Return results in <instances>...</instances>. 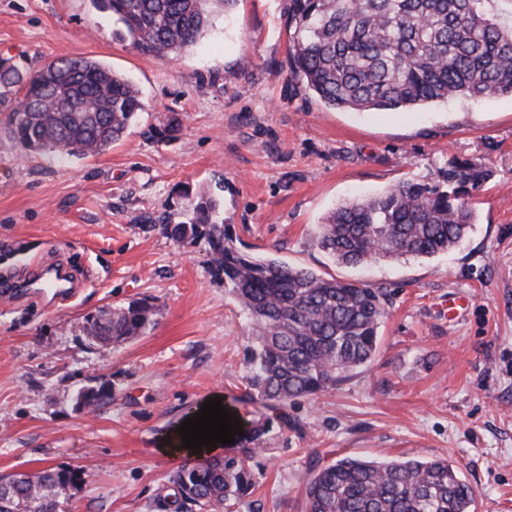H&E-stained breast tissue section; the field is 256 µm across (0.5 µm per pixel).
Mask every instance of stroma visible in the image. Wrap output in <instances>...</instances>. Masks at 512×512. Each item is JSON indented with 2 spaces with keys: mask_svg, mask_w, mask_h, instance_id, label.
I'll return each instance as SVG.
<instances>
[{
  "mask_svg": "<svg viewBox=\"0 0 512 512\" xmlns=\"http://www.w3.org/2000/svg\"><path fill=\"white\" fill-rule=\"evenodd\" d=\"M287 0H239L188 50L159 60L120 37L96 0H0V61L34 72L61 58L129 77L144 105L101 154L25 152L0 106V273L27 278L46 256L88 269L69 303L0 301V473L68 468L83 481L66 512H162L185 453L167 446L189 414L245 398L247 321L210 274L206 235L183 245L204 188L250 252L386 291L368 368L292 402L294 429L250 462L237 512H304L313 458H442L475 512H512V96L411 110L327 106L288 78ZM178 132L160 136L166 124ZM491 176L476 222L449 252L362 267L316 244L326 214L403 181L431 182L455 160ZM154 299L156 321L122 344L82 326L117 304ZM110 386L96 412L80 392Z\"/></svg>",
  "mask_w": 512,
  "mask_h": 512,
  "instance_id": "35a3bbf8",
  "label": "stroma"
}]
</instances>
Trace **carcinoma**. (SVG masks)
I'll return each instance as SVG.
<instances>
[{
	"mask_svg": "<svg viewBox=\"0 0 512 512\" xmlns=\"http://www.w3.org/2000/svg\"><path fill=\"white\" fill-rule=\"evenodd\" d=\"M121 21V36L156 59L196 43L214 10L238 0H96ZM289 79L332 108L407 109L512 96V0H288ZM0 103L11 106L9 135L30 153L98 154L122 137L142 110L128 78L88 59H59L33 74L0 65ZM490 178L471 160L453 161L434 184L403 182L349 200L319 224L317 242L334 262L433 257L455 247L473 224L470 199ZM216 203L200 193L194 221L166 224L193 244L207 229L210 269L244 313L248 397L276 413L243 434L237 454L187 461L173 483L176 512H233L250 495L248 461L272 424L288 428V404L342 384L368 368L378 346L387 294L361 282L327 277L245 251ZM143 298L86 318L99 342L123 343L155 322ZM20 512H60L81 475L43 468L0 476ZM473 491L445 459L310 462L305 512H471Z\"/></svg>",
	"mask_w": 512,
	"mask_h": 512,
	"instance_id": "carcinoma-1",
	"label": "carcinoma"
}]
</instances>
